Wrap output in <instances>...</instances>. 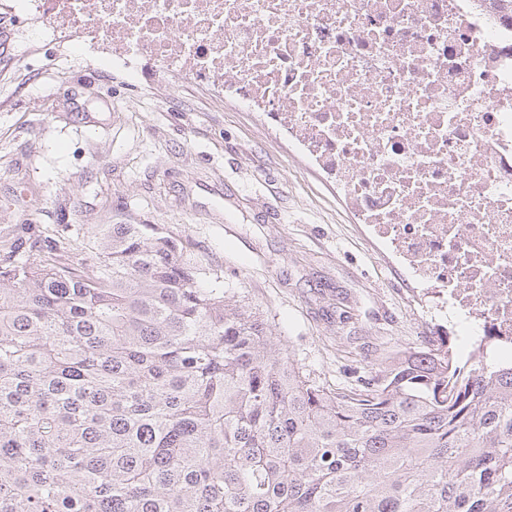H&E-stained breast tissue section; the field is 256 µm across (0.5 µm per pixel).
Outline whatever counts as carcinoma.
I'll return each mask as SVG.
<instances>
[{
    "mask_svg": "<svg viewBox=\"0 0 512 512\" xmlns=\"http://www.w3.org/2000/svg\"><path fill=\"white\" fill-rule=\"evenodd\" d=\"M0 225V512H512V364L331 389L157 224Z\"/></svg>",
    "mask_w": 512,
    "mask_h": 512,
    "instance_id": "1",
    "label": "carcinoma"
}]
</instances>
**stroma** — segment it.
Masks as SVG:
<instances>
[{"label":"stroma","instance_id":"stroma-1","mask_svg":"<svg viewBox=\"0 0 512 512\" xmlns=\"http://www.w3.org/2000/svg\"><path fill=\"white\" fill-rule=\"evenodd\" d=\"M0 45V225H163L332 387L425 345L410 284L252 113L147 62L134 80L100 70L26 22Z\"/></svg>","mask_w":512,"mask_h":512}]
</instances>
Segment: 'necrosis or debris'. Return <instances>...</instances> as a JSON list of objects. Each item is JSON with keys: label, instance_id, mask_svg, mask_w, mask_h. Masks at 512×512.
Wrapping results in <instances>:
<instances>
[{"label": "necrosis or debris", "instance_id": "obj_1", "mask_svg": "<svg viewBox=\"0 0 512 512\" xmlns=\"http://www.w3.org/2000/svg\"><path fill=\"white\" fill-rule=\"evenodd\" d=\"M75 54L220 88L416 289L440 344L512 361V18L479 0H8Z\"/></svg>", "mask_w": 512, "mask_h": 512}]
</instances>
